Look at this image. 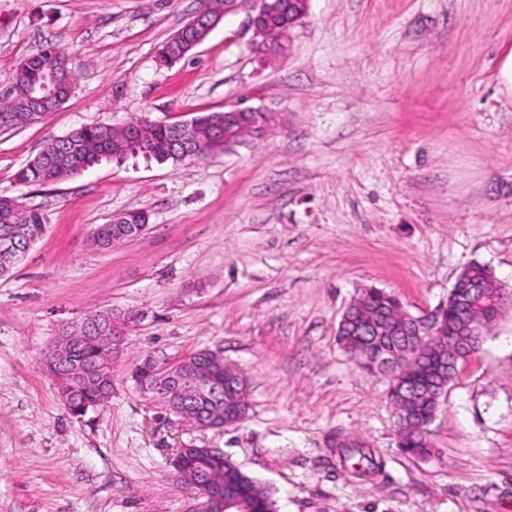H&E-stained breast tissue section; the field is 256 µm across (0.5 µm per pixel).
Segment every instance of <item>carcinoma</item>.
Segmentation results:
<instances>
[{
	"mask_svg": "<svg viewBox=\"0 0 512 512\" xmlns=\"http://www.w3.org/2000/svg\"><path fill=\"white\" fill-rule=\"evenodd\" d=\"M290 0H282L281 16L271 19L276 32L286 36L293 26L296 9H288ZM209 34V31L186 23L159 48V59L168 65L183 59ZM59 69L72 77L65 51L49 44L40 53L22 60L12 74V96L0 104V129H8L36 122L47 112L59 106L49 103L42 112H21L23 102L44 81L53 69ZM135 128L142 129L156 152L151 158L159 163H177L184 154L169 149L177 133L173 125L146 118H132L123 124H91L70 133L63 144L47 141L36 156L16 174L19 183L25 185L51 184L83 174L99 161L108 157L120 159L136 154L135 145L128 134ZM193 150L189 156L204 159L224 151L219 144L224 137V113H202L191 120L188 131ZM149 223L145 211L122 213L108 224L99 226L94 233L97 247L109 249L133 232V225ZM46 224L43 214L36 208L25 207L17 199L0 195V242L9 244L7 251L0 250V276L9 274L18 262V256L28 251L44 234ZM500 285L491 272L479 263L469 265L457 278L456 287L448 294L445 311L450 338H463L459 345L458 359H464L469 351H477L484 342L492 324L511 314L509 308L498 305ZM347 322L339 329L338 343L348 353L361 360L363 368L373 370L375 358L393 351L398 355L396 375L417 387L420 394L411 403H398L396 414L399 423V448L406 454L418 457L431 455L427 440V426L433 420L439 403L438 393L445 390L454 379L457 368L441 373L427 362L408 361L407 351L414 350L419 341L418 327L408 323L399 299L380 288H367L345 309ZM114 313H95L87 318V329L79 337L60 332L61 345L66 348L65 361L59 363L47 355L44 364L58 375L60 387L70 389L82 402L94 408L112 397V356L109 348L98 337L106 335ZM224 385V371L218 367L208 369L205 386L182 385L176 395L193 402L196 412L224 414V400L215 397V387ZM338 458L342 465L361 473H380L384 460L368 445L353 441L340 448ZM212 486L221 488L227 483L228 472L224 462L209 459L205 462ZM241 500L237 512H276L271 493L250 476L239 483Z\"/></svg>",
	"mask_w": 512,
	"mask_h": 512,
	"instance_id": "carcinoma-1",
	"label": "carcinoma"
}]
</instances>
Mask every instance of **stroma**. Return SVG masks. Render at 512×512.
I'll return each mask as SVG.
<instances>
[{"instance_id":"obj_1","label":"stroma","mask_w":512,"mask_h":512,"mask_svg":"<svg viewBox=\"0 0 512 512\" xmlns=\"http://www.w3.org/2000/svg\"><path fill=\"white\" fill-rule=\"evenodd\" d=\"M198 0H0V101L19 60L65 49L73 91L0 131V194L40 207L43 237L0 277V512H201L169 462L217 448L277 512H512V316L460 362L404 454L389 377L337 342L363 289L423 317L477 262L512 290V0H309L284 54L256 56L245 14L189 56L157 50ZM270 112L263 137L177 164L128 158L58 183L16 172L49 139L134 117ZM147 230L91 243L116 215ZM133 313L112 398L83 417L42 368L62 327ZM207 350L247 380L246 416L202 430L141 391L145 357ZM385 462L359 479L337 439Z\"/></svg>"}]
</instances>
